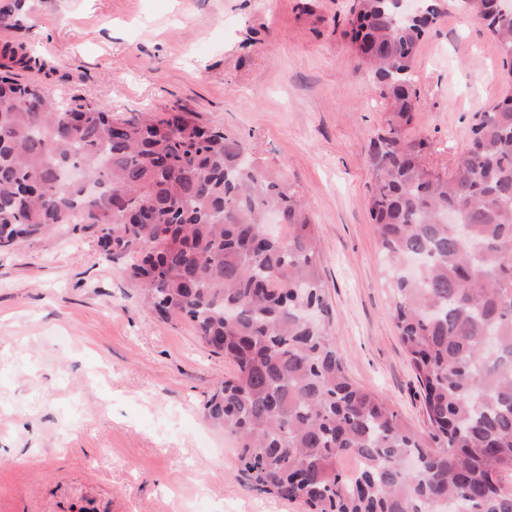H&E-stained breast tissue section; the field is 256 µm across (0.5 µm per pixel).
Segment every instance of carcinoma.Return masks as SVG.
<instances>
[{
	"mask_svg": "<svg viewBox=\"0 0 512 512\" xmlns=\"http://www.w3.org/2000/svg\"><path fill=\"white\" fill-rule=\"evenodd\" d=\"M512 71V15L461 0ZM355 0L347 36L387 101L369 143V209L393 266L394 320L421 389L416 431L348 376L325 316L304 201L244 140L180 109L116 120L0 69V248L82 225L162 318L191 322L236 366L208 405L241 472L305 512H512V94L483 112L450 171L411 140L424 28ZM0 54L36 59L21 45ZM454 214L465 235L447 221ZM359 461L342 473L338 462Z\"/></svg>",
	"mask_w": 512,
	"mask_h": 512,
	"instance_id": "carcinoma-1",
	"label": "carcinoma"
}]
</instances>
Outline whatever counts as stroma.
Segmentation results:
<instances>
[{
  "instance_id": "35a3bbf8",
  "label": "stroma",
  "mask_w": 512,
  "mask_h": 512,
  "mask_svg": "<svg viewBox=\"0 0 512 512\" xmlns=\"http://www.w3.org/2000/svg\"><path fill=\"white\" fill-rule=\"evenodd\" d=\"M409 136L450 168L505 94L483 25L436 0ZM352 0H26L0 44L70 105L126 119L181 107L242 138L307 204L330 333L353 382L426 430L369 214V139L387 112L344 35ZM235 371L193 325L159 318L91 231L0 248V512H304L251 487L209 418Z\"/></svg>"
}]
</instances>
